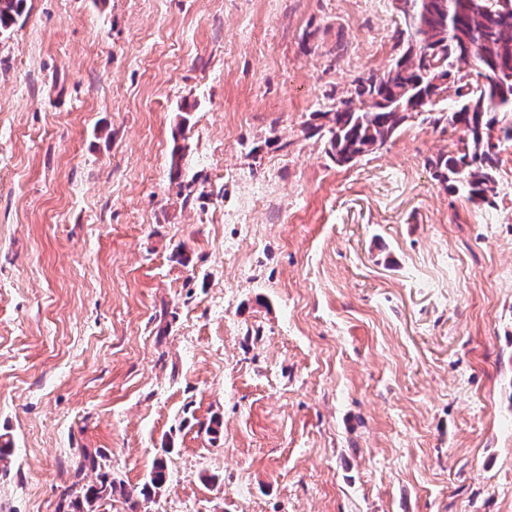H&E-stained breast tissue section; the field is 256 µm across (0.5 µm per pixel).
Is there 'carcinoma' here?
<instances>
[{"label": "carcinoma", "mask_w": 512, "mask_h": 512, "mask_svg": "<svg viewBox=\"0 0 512 512\" xmlns=\"http://www.w3.org/2000/svg\"><path fill=\"white\" fill-rule=\"evenodd\" d=\"M400 12L394 63L358 80L355 99L335 111L327 129L331 156L345 167L393 138L405 121L423 112L462 129L457 148L428 160L435 177L467 192L472 203L492 204L498 194L501 143L512 141V0H407ZM24 0H0V31L21 14ZM484 81L470 78L471 67ZM453 97L450 112L437 104ZM166 482L154 463L147 494ZM112 482L86 490L85 502L110 495Z\"/></svg>", "instance_id": "obj_1"}]
</instances>
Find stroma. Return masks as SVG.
<instances>
[{"mask_svg": "<svg viewBox=\"0 0 512 512\" xmlns=\"http://www.w3.org/2000/svg\"><path fill=\"white\" fill-rule=\"evenodd\" d=\"M397 39L391 0H26L0 512H512V142L479 208L428 165L459 131L348 168L315 131Z\"/></svg>", "mask_w": 512, "mask_h": 512, "instance_id": "stroma-1", "label": "stroma"}]
</instances>
